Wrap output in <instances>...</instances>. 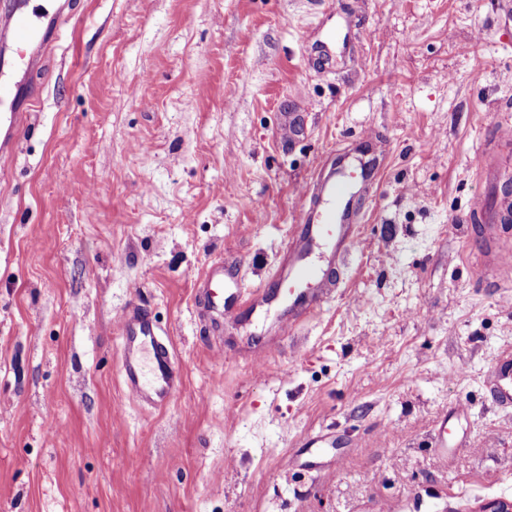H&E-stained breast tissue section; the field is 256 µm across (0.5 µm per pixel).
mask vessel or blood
<instances>
[{"label": "vessel or blood", "mask_w": 512, "mask_h": 512, "mask_svg": "<svg viewBox=\"0 0 512 512\" xmlns=\"http://www.w3.org/2000/svg\"><path fill=\"white\" fill-rule=\"evenodd\" d=\"M58 13L32 6L31 0H0V55L24 51L27 69L37 68L44 52L59 36ZM23 76L17 68L0 65V157L10 156L20 130L31 116L36 96L17 87ZM374 162L356 172L328 173L300 191V220L287 245L288 262L273 274L267 288L249 299L247 310L237 301L248 297L236 271L214 266L201 286L214 312L226 321L263 315L276 310L274 326L280 335H291L298 319L317 311L326 302L333 274L355 242V218L360 194L372 182ZM122 344L121 374L132 396L153 409L168 406L180 383L171 349L148 317L124 313L118 322ZM490 396L502 410L512 409V353L502 354L489 377Z\"/></svg>", "instance_id": "obj_1"}]
</instances>
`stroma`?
I'll return each mask as SVG.
<instances>
[{
  "instance_id": "stroma-1",
  "label": "stroma",
  "mask_w": 512,
  "mask_h": 512,
  "mask_svg": "<svg viewBox=\"0 0 512 512\" xmlns=\"http://www.w3.org/2000/svg\"><path fill=\"white\" fill-rule=\"evenodd\" d=\"M0 159V512H478L512 503V269L460 219L512 196V0H73ZM333 40L335 72L313 66ZM305 132L280 139L282 113ZM381 171L333 300L283 340L212 330L216 261L263 286L300 187ZM484 155L488 166L477 169ZM456 262H449V255ZM183 383L142 407L117 323ZM456 448L431 431L456 405ZM331 433L341 448L284 459ZM118 331L124 385L141 404L152 409L167 407L180 383L173 352L159 338V331L148 317L125 312L119 319ZM148 346L152 354L146 359ZM490 396L502 410L512 409V353L502 354L495 362L489 377Z\"/></svg>"
}]
</instances>
